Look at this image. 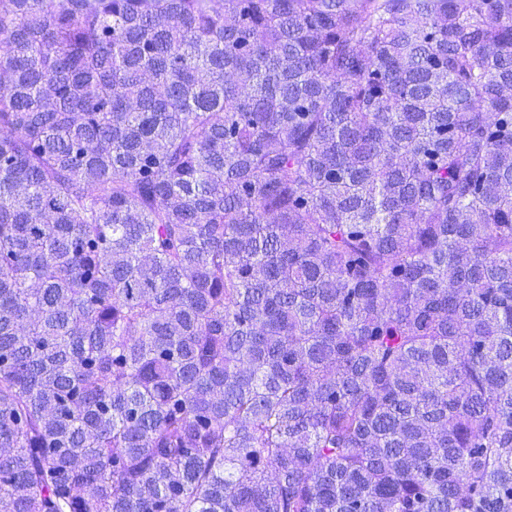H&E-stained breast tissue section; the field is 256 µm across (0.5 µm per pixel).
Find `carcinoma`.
Masks as SVG:
<instances>
[{"mask_svg": "<svg viewBox=\"0 0 512 512\" xmlns=\"http://www.w3.org/2000/svg\"><path fill=\"white\" fill-rule=\"evenodd\" d=\"M0 512H512V0H0Z\"/></svg>", "mask_w": 512, "mask_h": 512, "instance_id": "1", "label": "carcinoma"}]
</instances>
